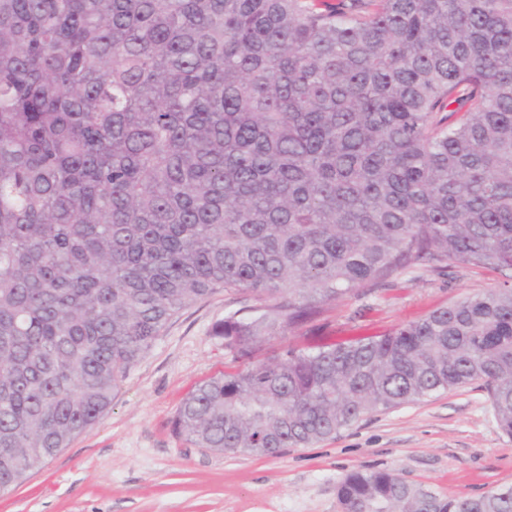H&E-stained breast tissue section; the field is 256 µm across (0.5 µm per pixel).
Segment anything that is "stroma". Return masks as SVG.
<instances>
[{
  "label": "stroma",
  "mask_w": 512,
  "mask_h": 512,
  "mask_svg": "<svg viewBox=\"0 0 512 512\" xmlns=\"http://www.w3.org/2000/svg\"><path fill=\"white\" fill-rule=\"evenodd\" d=\"M501 282L476 267L405 273L332 305L320 333L380 335ZM238 307L222 292L181 311L100 421L0 496V512H341L336 487L353 470L393 471L458 497L512 484V437L474 385L373 412L278 457L223 456L177 438L171 420L182 399L232 365L212 328Z\"/></svg>",
  "instance_id": "stroma-1"
}]
</instances>
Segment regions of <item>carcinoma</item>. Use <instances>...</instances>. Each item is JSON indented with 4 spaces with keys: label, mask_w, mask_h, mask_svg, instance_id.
Here are the masks:
<instances>
[{
    "label": "carcinoma",
    "mask_w": 512,
    "mask_h": 512,
    "mask_svg": "<svg viewBox=\"0 0 512 512\" xmlns=\"http://www.w3.org/2000/svg\"><path fill=\"white\" fill-rule=\"evenodd\" d=\"M512 280V0H0V494L91 429L187 306L242 370L173 434L275 456L474 383L512 437V285L292 346L359 287ZM342 512H512L353 470Z\"/></svg>",
    "instance_id": "obj_1"
}]
</instances>
